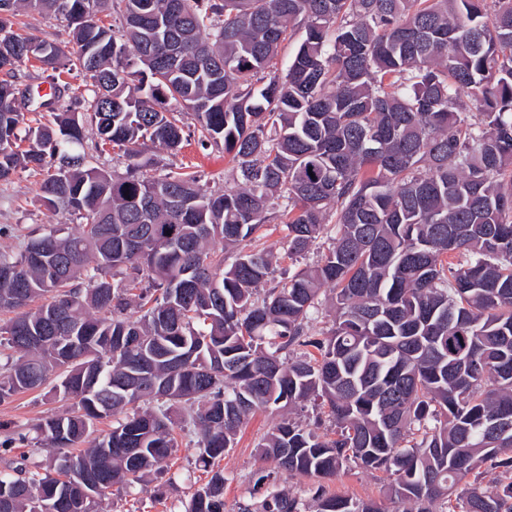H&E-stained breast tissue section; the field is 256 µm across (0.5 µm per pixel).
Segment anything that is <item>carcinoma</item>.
Here are the masks:
<instances>
[{
    "label": "carcinoma",
    "mask_w": 512,
    "mask_h": 512,
    "mask_svg": "<svg viewBox=\"0 0 512 512\" xmlns=\"http://www.w3.org/2000/svg\"><path fill=\"white\" fill-rule=\"evenodd\" d=\"M117 4L107 27L101 0H0V182L46 172L38 202L78 225L0 251V311L15 313L0 320V403L51 374L72 401L7 437L58 456L52 475L24 455L0 472V512H94L167 470L179 423L198 430L209 476L186 512H224L219 461L240 427L308 402L332 436L282 419L259 443L277 471L353 463L394 475L386 493L410 512H512V0ZM22 7L64 18L71 39L14 31ZM290 28L303 36L281 78ZM30 55L52 80L51 126L14 104ZM73 71L80 96L61 79ZM88 124L125 173L90 163ZM194 137L232 156L237 187L207 193L184 166L151 174L146 142L176 155ZM278 219L289 258L328 246L259 296L272 258L226 266L210 245ZM325 285L336 316L315 335ZM313 501L383 512L321 485ZM261 512L301 508L273 491Z\"/></svg>",
    "instance_id": "1"
}]
</instances>
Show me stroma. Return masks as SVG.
Returning <instances> with one entry per match:
<instances>
[{"label": "stroma", "mask_w": 512, "mask_h": 512, "mask_svg": "<svg viewBox=\"0 0 512 512\" xmlns=\"http://www.w3.org/2000/svg\"><path fill=\"white\" fill-rule=\"evenodd\" d=\"M146 152L160 171L183 163L193 165L205 191L217 192L235 184V171L225 158L223 148H204L193 142L173 156L150 144ZM41 181V174L22 170L11 181L0 183V251L18 250L25 234L34 229L60 227L67 232L76 231V224L66 222L40 206L37 193ZM285 234L283 225L272 223L267 225L260 238L243 243L244 249H262L273 255V278L277 281L320 257L319 251L314 250L305 259H289ZM70 406L69 400L54 394L50 386L45 385L0 403V422L14 430L26 429L45 416L65 412ZM281 418L278 411L254 414L238 432L233 448L225 451L219 463L225 477L224 512H241L244 505L265 497V486L256 485L255 480L260 472L272 470L273 464L262 460L258 444ZM198 454L196 435L186 431L180 433L166 474L152 472L139 480L114 486L111 494L98 502L97 512H185L194 489L207 480L206 473L196 465ZM391 480L390 474L372 473L352 465L325 480L324 486L328 492L338 495L377 500L385 512H404L405 503L385 494V487Z\"/></svg>", "instance_id": "obj_1"}]
</instances>
